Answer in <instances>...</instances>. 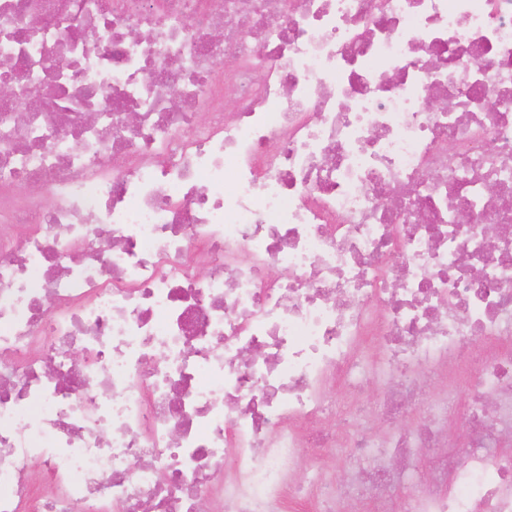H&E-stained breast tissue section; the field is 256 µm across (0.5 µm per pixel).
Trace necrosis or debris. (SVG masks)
<instances>
[{
  "label": "necrosis or debris",
  "instance_id": "obj_1",
  "mask_svg": "<svg viewBox=\"0 0 512 512\" xmlns=\"http://www.w3.org/2000/svg\"><path fill=\"white\" fill-rule=\"evenodd\" d=\"M1 80L0 512H512V0H0Z\"/></svg>",
  "mask_w": 512,
  "mask_h": 512
}]
</instances>
